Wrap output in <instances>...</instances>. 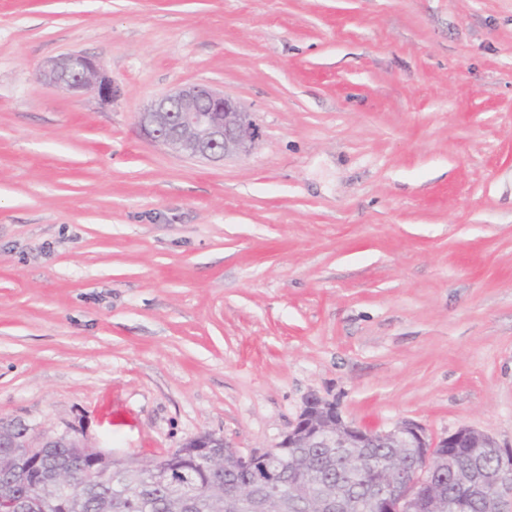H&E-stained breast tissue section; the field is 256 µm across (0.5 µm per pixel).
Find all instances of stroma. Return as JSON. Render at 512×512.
I'll use <instances>...</instances> for the list:
<instances>
[{
	"label": "stroma",
	"instance_id": "35a3bbf8",
	"mask_svg": "<svg viewBox=\"0 0 512 512\" xmlns=\"http://www.w3.org/2000/svg\"><path fill=\"white\" fill-rule=\"evenodd\" d=\"M196 83L250 156L140 135ZM312 395L512 448V0H0V419L149 460ZM42 76L72 96L94 88L102 100L112 99V80L102 73L95 58L83 53H67L48 60Z\"/></svg>",
	"mask_w": 512,
	"mask_h": 512
}]
</instances>
